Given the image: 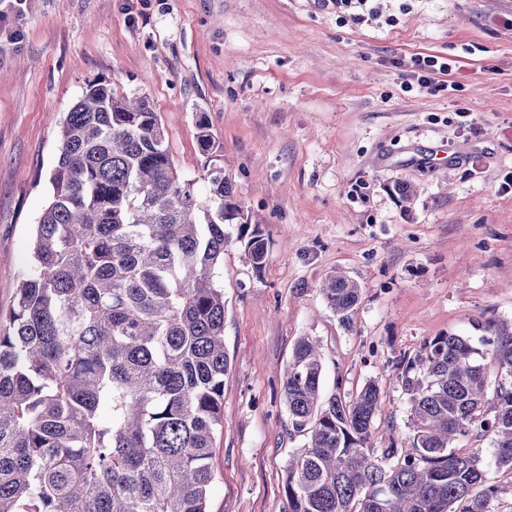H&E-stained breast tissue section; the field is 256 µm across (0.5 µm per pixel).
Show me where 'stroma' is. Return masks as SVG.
<instances>
[{
	"label": "stroma",
	"mask_w": 512,
	"mask_h": 512,
	"mask_svg": "<svg viewBox=\"0 0 512 512\" xmlns=\"http://www.w3.org/2000/svg\"><path fill=\"white\" fill-rule=\"evenodd\" d=\"M31 0L0 52V317L16 304L49 199L60 122L85 83L146 95L178 170L202 173L196 116L270 242L254 272L224 253V430L209 512H285L305 439L282 395L296 341L317 340L325 392L383 393L374 443L409 445L390 365L443 334L512 321V0ZM452 64L447 90L420 58ZM413 186L404 207L390 194ZM363 287L352 329L319 286Z\"/></svg>",
	"instance_id": "stroma-1"
}]
</instances>
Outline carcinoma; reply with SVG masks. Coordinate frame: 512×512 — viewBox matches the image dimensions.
Here are the masks:
<instances>
[{
  "label": "carcinoma",
  "mask_w": 512,
  "mask_h": 512,
  "mask_svg": "<svg viewBox=\"0 0 512 512\" xmlns=\"http://www.w3.org/2000/svg\"><path fill=\"white\" fill-rule=\"evenodd\" d=\"M205 193L178 172L149 99L86 82L61 121L50 200L16 306L0 319V512H208L224 430V251L259 273L268 239L196 119ZM353 326L363 296L321 288ZM443 333L391 360L412 450L373 444L379 386L324 392L319 346L296 342L283 379L294 432L288 512H491L512 474V325ZM490 439L493 458L459 443Z\"/></svg>",
  "instance_id": "obj_1"
}]
</instances>
